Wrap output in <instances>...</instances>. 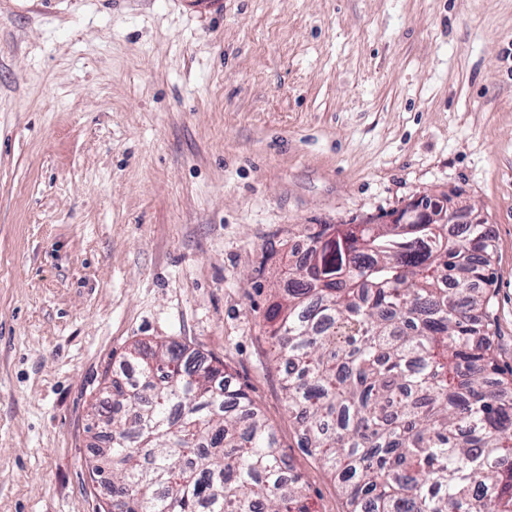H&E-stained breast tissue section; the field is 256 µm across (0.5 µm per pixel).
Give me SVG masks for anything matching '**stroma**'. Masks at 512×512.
Returning <instances> with one entry per match:
<instances>
[{"label":"stroma","mask_w":512,"mask_h":512,"mask_svg":"<svg viewBox=\"0 0 512 512\" xmlns=\"http://www.w3.org/2000/svg\"><path fill=\"white\" fill-rule=\"evenodd\" d=\"M459 193L512 373V0H0V512H98L88 426L132 345L223 360L301 474L265 316L293 230Z\"/></svg>","instance_id":"obj_1"}]
</instances>
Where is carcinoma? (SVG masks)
<instances>
[{"label":"carcinoma","mask_w":512,"mask_h":512,"mask_svg":"<svg viewBox=\"0 0 512 512\" xmlns=\"http://www.w3.org/2000/svg\"><path fill=\"white\" fill-rule=\"evenodd\" d=\"M266 314L302 447L348 512H512V380L485 327L483 224H307ZM94 404L102 512H314L276 433L221 362L138 345Z\"/></svg>","instance_id":"cac0c4a2"}]
</instances>
